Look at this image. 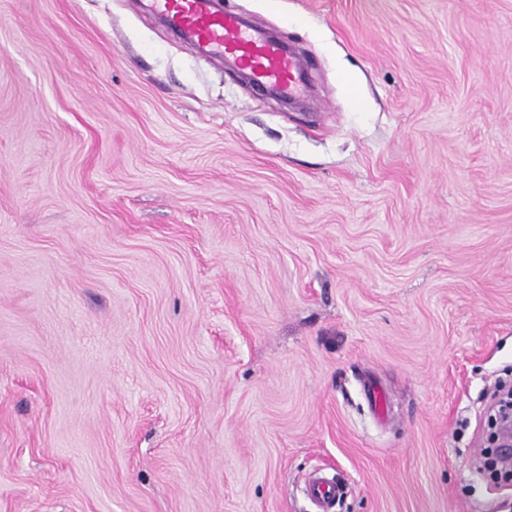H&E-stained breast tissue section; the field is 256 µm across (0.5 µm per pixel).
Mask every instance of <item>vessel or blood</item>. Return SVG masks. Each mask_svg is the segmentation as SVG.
Wrapping results in <instances>:
<instances>
[{
	"label": "vessel or blood",
	"instance_id": "b4317fda",
	"mask_svg": "<svg viewBox=\"0 0 512 512\" xmlns=\"http://www.w3.org/2000/svg\"><path fill=\"white\" fill-rule=\"evenodd\" d=\"M152 8L176 32L215 54L233 58L249 71L255 85L275 87L287 97L300 92L301 58L245 25L238 14L218 10L213 0H152ZM339 492V486L325 481L309 487L318 512H332Z\"/></svg>",
	"mask_w": 512,
	"mask_h": 512
}]
</instances>
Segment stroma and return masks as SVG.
Here are the masks:
<instances>
[{"label": "stroma", "instance_id": "35a3bbf8", "mask_svg": "<svg viewBox=\"0 0 512 512\" xmlns=\"http://www.w3.org/2000/svg\"><path fill=\"white\" fill-rule=\"evenodd\" d=\"M223 6L0 0V512H512V0ZM213 1L153 0L152 8L176 32L215 54L233 58L258 87L273 86L284 96L297 95L304 69L301 58L245 25L237 13L218 10ZM499 425L497 431H493L491 445H495V439L497 444L496 450V458L497 460L503 464L505 467L511 464L512 460V444H511V430L508 425V417L502 418L500 417L499 423L498 421L493 424L492 429L496 428ZM341 491L339 485L316 481L309 486V495L319 505L318 512H328L334 507L336 496Z\"/></svg>", "mask_w": 512, "mask_h": 512}]
</instances>
